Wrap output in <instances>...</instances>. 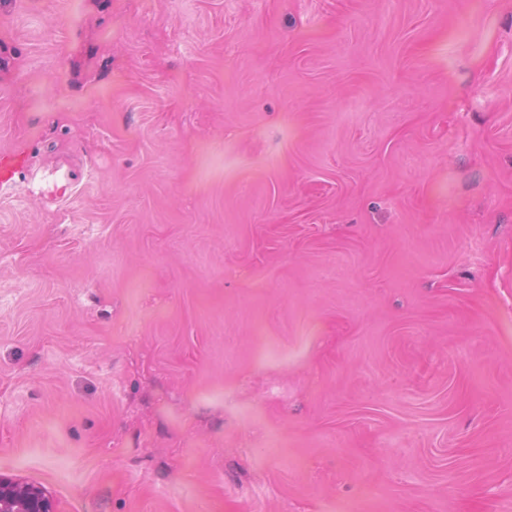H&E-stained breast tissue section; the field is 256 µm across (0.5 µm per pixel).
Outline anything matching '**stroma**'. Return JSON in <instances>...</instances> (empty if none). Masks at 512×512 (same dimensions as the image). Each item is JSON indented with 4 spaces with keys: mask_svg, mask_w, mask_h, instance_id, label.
Here are the masks:
<instances>
[{
    "mask_svg": "<svg viewBox=\"0 0 512 512\" xmlns=\"http://www.w3.org/2000/svg\"><path fill=\"white\" fill-rule=\"evenodd\" d=\"M1 152V475L512 512V0H0Z\"/></svg>",
    "mask_w": 512,
    "mask_h": 512,
    "instance_id": "1",
    "label": "stroma"
}]
</instances>
